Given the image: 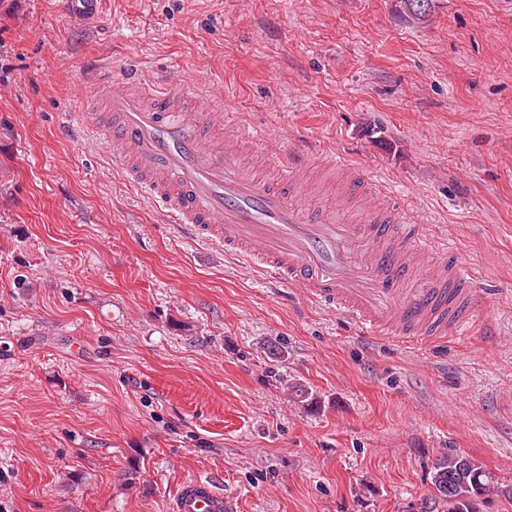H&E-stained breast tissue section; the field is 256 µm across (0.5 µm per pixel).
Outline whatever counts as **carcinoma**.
<instances>
[{
	"mask_svg": "<svg viewBox=\"0 0 512 512\" xmlns=\"http://www.w3.org/2000/svg\"><path fill=\"white\" fill-rule=\"evenodd\" d=\"M431 485L434 493L422 502L426 512H483L494 496L512 499V489L498 486L482 462L455 450L435 464Z\"/></svg>",
	"mask_w": 512,
	"mask_h": 512,
	"instance_id": "1",
	"label": "carcinoma"
}]
</instances>
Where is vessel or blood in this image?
Masks as SVG:
<instances>
[{"label":"vessel or blood","mask_w":512,"mask_h":512,"mask_svg":"<svg viewBox=\"0 0 512 512\" xmlns=\"http://www.w3.org/2000/svg\"><path fill=\"white\" fill-rule=\"evenodd\" d=\"M85 80L112 116L99 139L114 167L185 238L223 247L273 283L301 286L312 302L370 338L430 344L471 325L470 264L453 244L426 234L405 204L394 203L382 226L374 225L371 209L356 219L335 207L303 211L242 161V141L259 133L236 113L203 114L184 105V83L160 69L145 71L134 58L119 73L88 67ZM85 119L63 113L58 135L78 137ZM263 159L287 181L314 168L347 173L352 201L378 192L354 179V165L333 151L278 145ZM225 509L223 496L198 479L184 482L172 504V512Z\"/></svg>","instance_id":"vessel-or-blood-1"}]
</instances>
